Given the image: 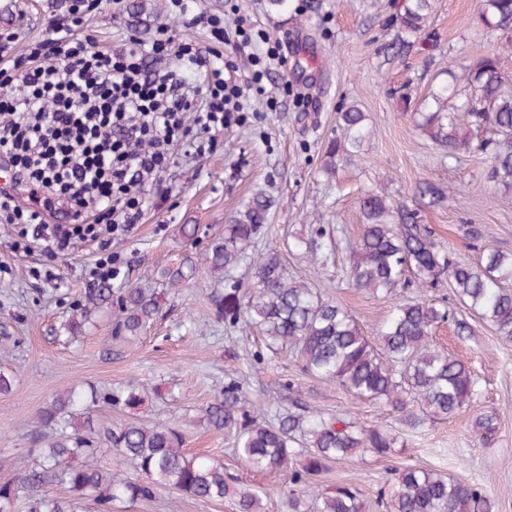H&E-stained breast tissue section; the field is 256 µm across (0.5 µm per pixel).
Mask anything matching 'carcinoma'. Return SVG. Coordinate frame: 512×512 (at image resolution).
I'll return each instance as SVG.
<instances>
[{
  "mask_svg": "<svg viewBox=\"0 0 512 512\" xmlns=\"http://www.w3.org/2000/svg\"><path fill=\"white\" fill-rule=\"evenodd\" d=\"M430 13L431 0H400L390 19L396 28L393 54L414 45L411 38L424 31ZM480 20L502 36L503 48L512 51V0H481ZM424 101L426 110L419 113L418 126L450 158L471 149L463 129L490 132L483 143L491 150L487 179L512 193V79L502 73L499 57L488 54L459 72L448 70L447 80L433 84ZM367 135L365 113L355 106L345 108L324 153L325 173L332 175L338 162L359 156ZM414 196L430 205L444 200L428 181L415 186ZM274 203L264 190L255 191L226 220L224 234L209 245L207 269L225 284L213 297L218 315L231 326L254 325L263 335L265 351L296 353L304 371L336 382L351 397L385 400L413 428L470 406L475 382L466 365L431 347L432 333L440 324L450 322L461 331L467 324L411 288L447 277L458 304L490 323L503 339L512 340V253L490 250L472 265L456 261L421 223L417 210L384 194H366L360 202L362 232L353 248L349 283L393 301L372 340L341 303L292 279L279 252L249 254ZM333 241V231L319 224L310 236L295 237L289 247L315 262H326ZM247 259L252 262L253 283L243 295L230 280L231 271ZM110 293L109 288L89 290L77 317L64 326L67 335L52 340H76L82 321ZM158 312L153 292L122 289L112 299V340L129 342L140 336ZM100 399L134 408L140 394L134 389L86 392L72 387L56 395L40 414L44 446L33 459L19 460L15 476L0 483V512H15L21 503L28 512H81L86 499L93 501L97 512H112L118 502L151 500L161 488L201 501L229 496L235 499L237 512H267L266 490L238 488L224 466L206 455L185 452L181 430L137 420L115 428L94 421L89 403ZM205 419L233 441L237 454L253 470L290 471L291 512H364L357 488L319 490L312 480L327 463L340 462L355 449L389 457L397 442L386 431L360 428L345 415L290 410L274 422L258 417L249 408L244 383L234 378L207 406ZM103 444L114 449L116 465H129L142 478H120L101 465L98 451ZM295 459L299 468L291 471ZM56 484L66 486L69 496L44 494ZM380 498L386 512H496L483 486L416 466L399 470L397 484L381 490Z\"/></svg>",
  "mask_w": 512,
  "mask_h": 512,
  "instance_id": "carcinoma-1",
  "label": "carcinoma"
}]
</instances>
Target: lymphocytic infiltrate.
<instances>
[{
    "label": "lymphocytic infiltrate",
    "instance_id": "1",
    "mask_svg": "<svg viewBox=\"0 0 512 512\" xmlns=\"http://www.w3.org/2000/svg\"><path fill=\"white\" fill-rule=\"evenodd\" d=\"M68 2L70 23L24 53L0 43V153L39 193L31 206L0 191V217L27 225L32 246L56 255L87 240L106 250L102 231L141 220L144 186L168 194L161 175L176 155L204 157L213 131L246 122L244 91L223 58L203 63L197 43L170 36L99 48L83 25L102 0Z\"/></svg>",
    "mask_w": 512,
    "mask_h": 512
}]
</instances>
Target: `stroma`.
I'll list each match as a JSON object with an SVG mask.
<instances>
[{
	"mask_svg": "<svg viewBox=\"0 0 512 512\" xmlns=\"http://www.w3.org/2000/svg\"><path fill=\"white\" fill-rule=\"evenodd\" d=\"M62 2L23 0L15 24L0 23L2 34L24 31L26 39L16 42L15 53L24 52L26 40L46 35L42 8L67 19ZM131 2L110 0L92 14L88 26L98 46L118 50L130 36L147 42L165 28L205 47L202 18L212 14L229 23L244 18L246 27L282 39L286 63L263 80L278 105L271 111L264 98L251 97L257 120L215 132L217 147L202 160L177 157L164 174L170 196L151 198L140 223L112 238L111 250L121 264L110 288L150 289L160 302L154 323L134 343H112L108 303L83 325L78 342H50L48 330L67 323L73 303L97 287L91 270L99 253L89 242L65 257L27 251L15 245L18 226L0 223V327L17 340L9 351L0 350V368L17 374L12 392L0 395V480L12 477L13 462L36 447L37 415L60 389L133 387L141 406L130 410L102 400L90 407L94 418L116 427L135 418L181 428L187 452L223 463L238 487H268L267 512H289L282 492L287 473L253 471L223 432L203 419L204 408L225 382L238 378L254 411L267 418L304 406L347 414L360 427L397 436L401 454L384 459L358 451L316 478L324 489L358 488L367 512H386L378 503L379 491L391 486L397 469L406 465L483 484L498 512H512V342L472 315L461 334L453 324L440 325L435 347L464 361L475 394L471 406L456 416L412 430L385 401L350 397L336 383L305 372L293 353L254 363V352L263 347L261 333L253 326H230L218 316L211 302L217 282L206 264L208 245L223 233L226 219L254 191L266 190L276 205L256 251L283 253L290 276L343 303L373 337L391 302L347 281L366 193L419 208L422 223L454 260L475 263L488 248L512 252V194L501 193L486 179L490 154L480 147L484 133L470 132L471 152L455 160L416 125L435 76L495 51L498 37L481 24L479 0H432L429 40L398 56L390 50L395 31L387 22V0H288L281 13L271 11L268 0H191L184 14L170 0H144L157 21L154 29L138 34L127 22ZM345 105L366 113L369 135L360 159L330 177L322 171L324 152ZM425 180L450 191L451 199L420 205L413 191ZM186 224L195 226L193 237L182 234ZM313 224L335 230V253L324 263L288 251L289 237ZM188 263L195 268L191 279L175 288L163 283L162 269ZM483 414L496 424L488 443L474 428ZM121 512L236 509L230 497L203 502L163 488L152 500L123 506Z\"/></svg>",
	"mask_w": 512,
	"mask_h": 512,
	"instance_id": "obj_1",
	"label": "stroma"
}]
</instances>
